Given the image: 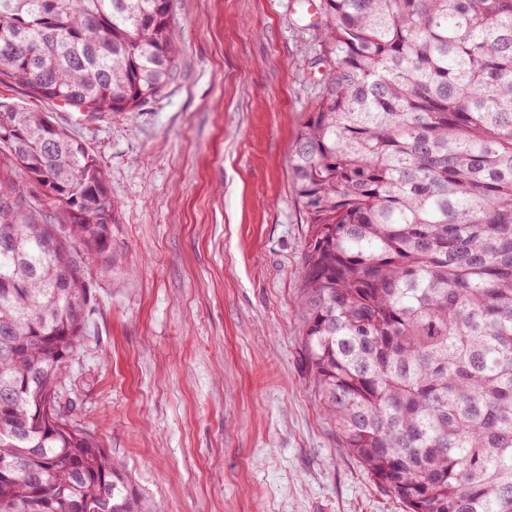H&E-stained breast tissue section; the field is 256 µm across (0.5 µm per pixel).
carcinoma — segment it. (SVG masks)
Returning a JSON list of instances; mask_svg holds the SVG:
<instances>
[{
  "label": "carcinoma",
  "mask_w": 512,
  "mask_h": 512,
  "mask_svg": "<svg viewBox=\"0 0 512 512\" xmlns=\"http://www.w3.org/2000/svg\"><path fill=\"white\" fill-rule=\"evenodd\" d=\"M295 140L298 307L324 415L405 512H512V0H324ZM171 0H0V512H159L60 402L112 261L105 168L42 107L138 112L173 82ZM10 178L13 182L19 183L20 187L26 192L28 201L34 209L50 216L54 224H70L69 216L48 196L43 188L26 181L24 178L16 177L13 173Z\"/></svg>",
  "instance_id": "obj_1"
}]
</instances>
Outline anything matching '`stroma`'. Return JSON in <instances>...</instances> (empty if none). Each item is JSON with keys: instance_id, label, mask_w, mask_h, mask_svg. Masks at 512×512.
<instances>
[{"instance_id": "obj_1", "label": "stroma", "mask_w": 512, "mask_h": 512, "mask_svg": "<svg viewBox=\"0 0 512 512\" xmlns=\"http://www.w3.org/2000/svg\"><path fill=\"white\" fill-rule=\"evenodd\" d=\"M324 22L320 0H173L164 94L84 122L49 109L116 205L62 402L163 512H404L321 412L301 343L290 157Z\"/></svg>"}]
</instances>
